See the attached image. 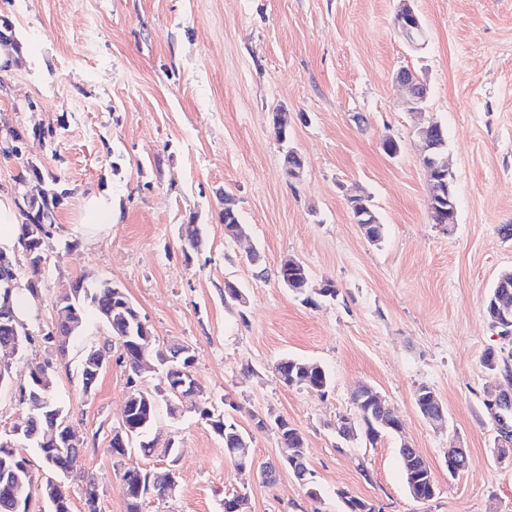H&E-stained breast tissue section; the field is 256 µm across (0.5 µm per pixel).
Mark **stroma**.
I'll use <instances>...</instances> for the list:
<instances>
[{
  "instance_id": "35a3bbf8",
  "label": "stroma",
  "mask_w": 512,
  "mask_h": 512,
  "mask_svg": "<svg viewBox=\"0 0 512 512\" xmlns=\"http://www.w3.org/2000/svg\"><path fill=\"white\" fill-rule=\"evenodd\" d=\"M399 0H0L21 52L0 79V126L64 122L56 151L29 140L23 159L0 155V193L17 199L25 162L64 176L72 193L44 243L46 265L27 327L28 349L10 360L13 386L32 368L55 367L53 395L84 437L79 466L100 487L101 512H126V470L162 472L166 458L110 452L133 390L162 384L158 367L129 379L113 348L94 392L80 365L110 332L89 315L65 357L44 336L55 305L78 277L124 288L160 347L190 346L202 399L232 416L252 441L254 470L239 471L224 441L191 412L159 410L151 434L181 458L176 492L144 512H223L245 493V512H343L338 491L380 512H512V465L495 461L487 402L498 383L482 359L512 353L485 315L501 270L512 268V0H413L422 38L396 33ZM100 35L88 40V17ZM429 85L424 114L408 110L400 70ZM288 112L286 140L274 132ZM446 128L454 176V224L432 222L430 184L414 135L420 117ZM400 144L396 156L381 147ZM302 159L288 177L285 156ZM112 203L118 219L83 234V198ZM369 195L385 226L371 243L354 224L350 196ZM246 227L224 238L223 196ZM197 224L205 245L185 258L180 228ZM300 261L313 286L337 295L305 302L277 270ZM245 294L224 301L225 282ZM287 356L317 361L327 394L284 385ZM373 386L403 422L376 445L341 443L340 418L355 417L352 392ZM434 388L446 426L415 405ZM280 416L304 437L310 485L284 466ZM408 441L438 484L425 504L409 494L398 448ZM466 449L468 469L449 475L445 456Z\"/></svg>"
}]
</instances>
